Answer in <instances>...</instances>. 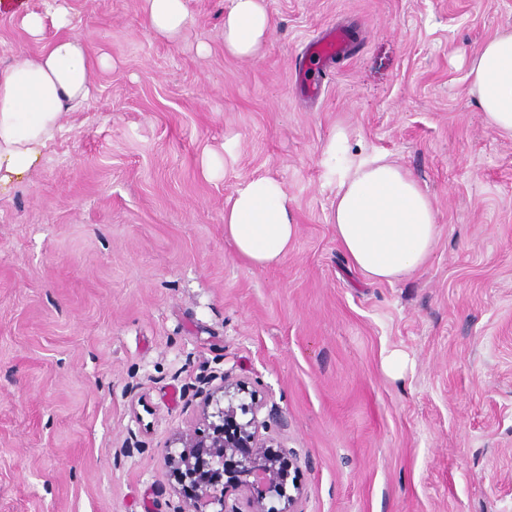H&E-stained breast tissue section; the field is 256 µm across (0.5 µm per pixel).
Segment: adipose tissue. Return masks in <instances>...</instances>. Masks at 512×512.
<instances>
[{
    "instance_id": "obj_1",
    "label": "adipose tissue",
    "mask_w": 512,
    "mask_h": 512,
    "mask_svg": "<svg viewBox=\"0 0 512 512\" xmlns=\"http://www.w3.org/2000/svg\"><path fill=\"white\" fill-rule=\"evenodd\" d=\"M44 12L26 13L25 31L41 40L45 24L59 31L36 55L0 70V188L29 175L59 118L91 94L90 74L101 62L75 33L66 0H45ZM146 21L173 40L191 23L186 0H145ZM270 33L265 0H229L220 37L226 53L254 57ZM470 93L486 122L512 139V32L487 40L470 63ZM347 133L337 129L325 148L335 166L332 222L336 240L368 280L394 282L416 271L431 254L439 232L430 196L402 165L383 153L348 154ZM292 200L276 179L241 184L224 208V235L252 265L281 262L298 232Z\"/></svg>"
}]
</instances>
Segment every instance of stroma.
I'll use <instances>...</instances> for the list:
<instances>
[{
    "label": "stroma",
    "instance_id": "1",
    "mask_svg": "<svg viewBox=\"0 0 512 512\" xmlns=\"http://www.w3.org/2000/svg\"><path fill=\"white\" fill-rule=\"evenodd\" d=\"M14 2L0 70L58 34L32 41L22 17L43 0ZM265 2L271 34L241 60L220 40L226 0H187L175 40L143 0H70L109 64L0 192V512H173L161 457L207 430L196 390L226 374L276 413L267 435L299 459L302 512H512V139L469 94L512 0ZM330 27L351 51L310 69ZM339 126L435 202L434 250L395 283L336 241L323 150ZM259 176L298 225L268 268L224 236L226 201Z\"/></svg>",
    "mask_w": 512,
    "mask_h": 512
}]
</instances>
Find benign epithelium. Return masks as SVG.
Segmentation results:
<instances>
[{"label":"benign epithelium","mask_w":512,"mask_h":512,"mask_svg":"<svg viewBox=\"0 0 512 512\" xmlns=\"http://www.w3.org/2000/svg\"><path fill=\"white\" fill-rule=\"evenodd\" d=\"M242 392V383L226 377L217 386L197 389L203 416L214 418L210 432H181L175 438L181 450H167L162 456L163 464L187 484L179 512H207L209 506L226 512L227 486L243 492L245 512H300L297 460L288 449L275 448L263 438L260 429L267 423L258 419L259 407L235 403ZM240 413L252 417L241 421Z\"/></svg>","instance_id":"1"}]
</instances>
